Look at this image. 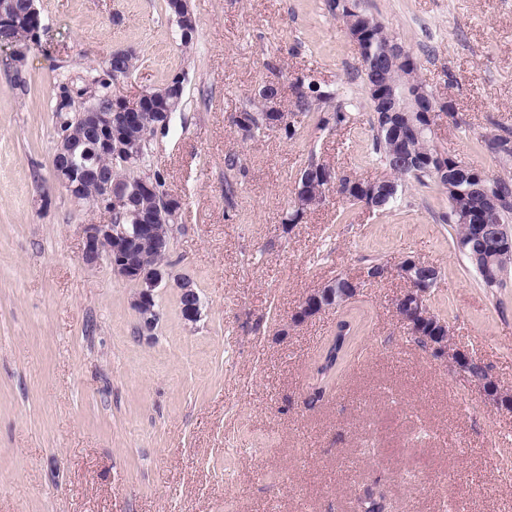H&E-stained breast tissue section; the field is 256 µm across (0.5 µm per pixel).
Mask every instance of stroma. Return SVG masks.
Instances as JSON below:
<instances>
[{
    "mask_svg": "<svg viewBox=\"0 0 512 512\" xmlns=\"http://www.w3.org/2000/svg\"><path fill=\"white\" fill-rule=\"evenodd\" d=\"M418 63L455 121L435 142L462 163L512 178L487 136L512 137V0H361ZM44 33L22 65L0 45V512H359L379 485L387 512H512V410L413 339L393 307L412 258L438 278L428 304L450 343L512 390V269L484 286L456 248L448 198L406 182L378 212L329 195L284 221L309 161L383 175L358 51L326 0H188L183 48L166 0H36ZM135 70L111 85L135 101L171 76L184 99L150 142L146 167L183 202L169 262L201 300L185 322L175 285L139 336L136 284L81 263L82 227L110 216L53 179L58 82L116 49ZM341 85L352 121L298 136L243 137L232 119L292 72ZM239 158L227 169L226 154ZM236 191L225 197V183ZM374 263L392 268L371 280ZM356 295L294 322L336 276ZM359 327L319 374L340 321Z\"/></svg>",
    "mask_w": 512,
    "mask_h": 512,
    "instance_id": "obj_1",
    "label": "stroma"
}]
</instances>
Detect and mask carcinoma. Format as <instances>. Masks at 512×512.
<instances>
[{"instance_id": "cac0c4a2", "label": "carcinoma", "mask_w": 512, "mask_h": 512, "mask_svg": "<svg viewBox=\"0 0 512 512\" xmlns=\"http://www.w3.org/2000/svg\"><path fill=\"white\" fill-rule=\"evenodd\" d=\"M15 22L7 33L0 32V43L10 45L15 43L28 47L39 44V39L30 36L28 20L24 13L23 0H15ZM328 13L335 19L345 23L348 30L360 34L359 40L367 47H381L393 41V37L385 31L383 25L366 12L360 5V0H327ZM95 92L88 88H76L72 81H62L57 85V91L62 98L73 95L79 101H71L70 104L55 103L53 119L56 131H61L65 124L75 126L80 123L82 113L88 111L94 99L102 96L111 86L114 78L108 69L91 76ZM291 87L295 97V111L292 116L307 115L311 112L320 113L318 126L322 129L340 128L349 123L351 116L347 112V102L339 89H332L326 84H321L315 76L306 71L294 72L290 75ZM237 128L244 135L253 137L270 130V127L262 118H251L250 124L244 125L239 119H234ZM403 123L398 116H390L384 112H376L371 121L373 130V150L380 162L388 171L384 186L396 184L401 186L402 181L412 179L422 185L435 181L433 169L438 167L443 151L434 144V134L422 133L418 136L407 133L405 138L398 139L392 136L391 128ZM487 150L512 157V139L507 136L495 135L484 140ZM148 147L138 144L133 156L104 157L101 162L112 169V180L129 185L136 182L139 175L135 171L141 166L146 156ZM489 191L499 202V208L495 218L504 224L512 222V178L486 177ZM458 191L447 189L449 213L448 222L456 227V246L465 256L472 254L473 238L471 226L461 222V211L481 209L485 205L484 197L468 192V184H457ZM336 193L353 203H364V191L355 179L336 173ZM512 265V249L506 247L497 250V256L488 268L478 267L477 272L488 287H498L503 283V277ZM447 324L438 316L422 323H415L411 328V334L416 336L421 346H426L425 337L435 334H443ZM350 325L343 322L339 325V331L329 347L325 364L319 372L325 373L336 365L339 354L346 343ZM360 512H386V497L383 491L376 485L366 487L359 497Z\"/></svg>"}]
</instances>
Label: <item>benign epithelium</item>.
<instances>
[{
	"label": "benign epithelium",
	"mask_w": 512,
	"mask_h": 512,
	"mask_svg": "<svg viewBox=\"0 0 512 512\" xmlns=\"http://www.w3.org/2000/svg\"><path fill=\"white\" fill-rule=\"evenodd\" d=\"M379 69H390L403 66L410 60V52L398 42L386 46L375 55ZM274 83L266 84L268 108L273 110V128L290 122L288 113L279 111L278 96L272 93ZM368 97L373 107H380L386 112H418L422 122L417 130L425 132L433 129L434 102L423 89L415 93L403 88L386 94L375 84L367 88ZM152 101L155 109L162 115L171 118V106L166 102L165 92H143L135 102L107 97V101L92 111L86 113L81 126L66 131L56 138L53 155V177L72 198H77L85 182L97 185L98 196L90 201L108 213L126 209L133 194L151 188L146 180L118 188L112 182L109 170L90 161V158L112 154L117 155L126 151L125 138L121 130H135L139 137H144L151 130L147 119L149 112L139 110L138 102ZM311 175L303 174L296 178L294 199L297 206H302L308 200V184ZM181 208V199L166 194L165 208L160 211L133 214L135 224L128 228L124 224H85L83 225V249L81 261L87 266H95L102 259H107L113 274L137 284V291L132 299V306L139 316V333L151 332L158 322L156 310L157 290L165 286L169 280L175 281L179 288L181 312L185 321L194 323L200 317L201 301L194 282L185 276L172 277L168 264L157 262L148 264L144 260L147 253H162L166 251V241L157 231V225L176 221ZM475 236L493 248L504 244L512 245V231L507 225L483 216L473 223ZM435 268L412 259L402 261L396 272L406 279L411 287L394 299V307L406 322L414 318L425 319L430 316L428 298L435 284ZM335 301V296L327 290H320L306 297L296 317H308L316 308H325L324 301ZM428 348L438 359H451L456 367L462 369L471 358L459 350H453L448 345V337L431 336L428 338ZM485 396L492 401L493 406L500 409L512 408V393L504 394L497 387L492 377L473 379Z\"/></svg>",
	"instance_id": "benign-epithelium-1"
}]
</instances>
